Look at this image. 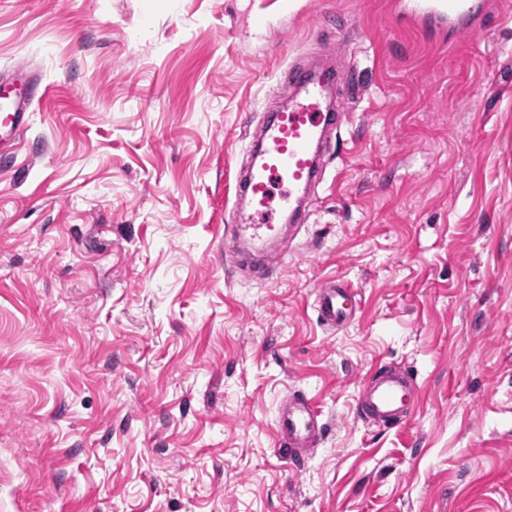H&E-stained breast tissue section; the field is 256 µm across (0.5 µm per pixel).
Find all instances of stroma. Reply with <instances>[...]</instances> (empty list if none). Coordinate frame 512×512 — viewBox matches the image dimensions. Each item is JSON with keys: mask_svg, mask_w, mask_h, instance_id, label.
<instances>
[{"mask_svg": "<svg viewBox=\"0 0 512 512\" xmlns=\"http://www.w3.org/2000/svg\"><path fill=\"white\" fill-rule=\"evenodd\" d=\"M475 3L0 0V82L50 89L0 167V512H512V0ZM322 52L349 121L258 282L235 179ZM382 362L420 388L397 425L356 415ZM293 391L326 423L298 466ZM470 10L469 0H410L403 7L406 15L446 25L452 17H462ZM356 293L344 281L330 280L316 289L318 318L330 327H345L354 318Z\"/></svg>", "mask_w": 512, "mask_h": 512, "instance_id": "1", "label": "stroma"}]
</instances>
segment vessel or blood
<instances>
[{
    "label": "vessel or blood",
    "instance_id": "vessel-or-blood-1",
    "mask_svg": "<svg viewBox=\"0 0 512 512\" xmlns=\"http://www.w3.org/2000/svg\"><path fill=\"white\" fill-rule=\"evenodd\" d=\"M469 10V0H407L403 7L410 17L441 25ZM286 76L296 94L288 106L271 111L261 125L251 146V162L235 183L236 221L224 228L226 252L238 268L259 281L268 279L279 266L282 256L272 242L282 223L297 227L303 222L305 193L323 176L320 150L348 120L333 97L334 86L344 80L333 65L301 63L289 67ZM47 93L33 73L21 90L0 89V139L17 138L28 125L33 100ZM355 302V291L342 281H327L316 290L318 317L334 328L352 321ZM407 381V374L378 364L362 389L359 416L390 425L408 418L418 395ZM275 429L290 455L301 459L318 446L324 421L309 398L293 392L281 403Z\"/></svg>",
    "mask_w": 512,
    "mask_h": 512
}]
</instances>
